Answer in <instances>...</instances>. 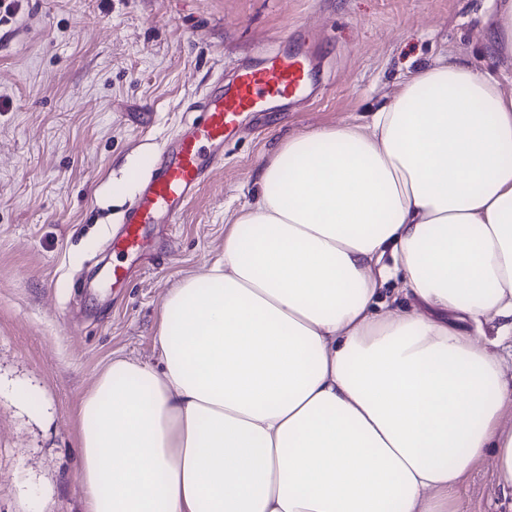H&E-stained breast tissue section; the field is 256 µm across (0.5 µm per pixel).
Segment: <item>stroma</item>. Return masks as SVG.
Masks as SVG:
<instances>
[{
    "label": "stroma",
    "mask_w": 512,
    "mask_h": 512,
    "mask_svg": "<svg viewBox=\"0 0 512 512\" xmlns=\"http://www.w3.org/2000/svg\"><path fill=\"white\" fill-rule=\"evenodd\" d=\"M492 0H17L0 20V512H84L76 408L113 358L153 364L162 305L224 255L287 138L369 123L399 81L464 59L512 95ZM293 32L317 87L256 112L173 224L147 227L125 286L96 278L140 179L218 74ZM466 512H512L493 457L457 489Z\"/></svg>",
    "instance_id": "obj_1"
}]
</instances>
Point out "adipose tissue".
Segmentation results:
<instances>
[{"mask_svg": "<svg viewBox=\"0 0 512 512\" xmlns=\"http://www.w3.org/2000/svg\"><path fill=\"white\" fill-rule=\"evenodd\" d=\"M259 179L157 364L82 396L85 512H464L490 452L512 486V96L440 61Z\"/></svg>", "mask_w": 512, "mask_h": 512, "instance_id": "ef3b65f1", "label": "adipose tissue"}]
</instances>
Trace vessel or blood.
Segmentation results:
<instances>
[{"mask_svg":"<svg viewBox=\"0 0 512 512\" xmlns=\"http://www.w3.org/2000/svg\"><path fill=\"white\" fill-rule=\"evenodd\" d=\"M307 52L295 44L263 56L259 64L239 67L231 81L217 80L214 90L196 104L178 137L167 144L127 209L122 228L112 240L115 252L140 255L145 229L180 217L210 172L224 162V144L234 139L246 117L277 101L300 96L307 88Z\"/></svg>","mask_w":512,"mask_h":512,"instance_id":"obj_1","label":"vessel or blood"}]
</instances>
